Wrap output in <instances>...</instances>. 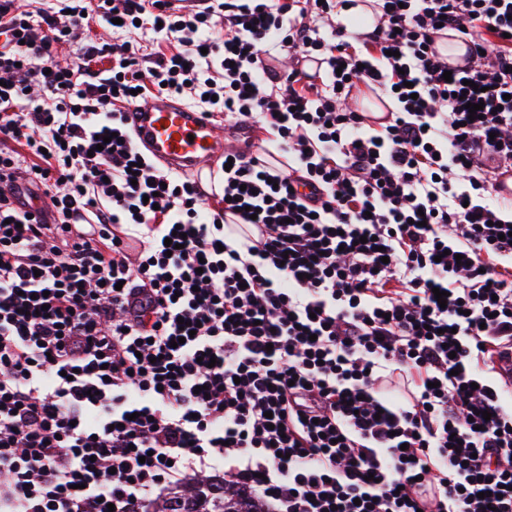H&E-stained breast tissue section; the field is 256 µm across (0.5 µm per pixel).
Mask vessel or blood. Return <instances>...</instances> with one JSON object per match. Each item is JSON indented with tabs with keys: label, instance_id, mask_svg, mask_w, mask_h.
Listing matches in <instances>:
<instances>
[{
	"label": "vessel or blood",
	"instance_id": "b4317fda",
	"mask_svg": "<svg viewBox=\"0 0 512 512\" xmlns=\"http://www.w3.org/2000/svg\"><path fill=\"white\" fill-rule=\"evenodd\" d=\"M131 124L138 145L177 174L203 181L206 169L224 156V143L242 141L247 129L236 125L217 129L204 113L157 95L132 107Z\"/></svg>",
	"mask_w": 512,
	"mask_h": 512
}]
</instances>
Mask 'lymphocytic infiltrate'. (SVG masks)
<instances>
[{
	"label": "lymphocytic infiltrate",
	"instance_id": "f902f5d3",
	"mask_svg": "<svg viewBox=\"0 0 512 512\" xmlns=\"http://www.w3.org/2000/svg\"><path fill=\"white\" fill-rule=\"evenodd\" d=\"M358 4L0 0V512H143L197 469L271 512H512V0H376L363 33ZM94 18L153 31L156 92L268 127L287 164L232 154L203 208L135 146L140 50ZM362 85L382 129L342 106Z\"/></svg>",
	"mask_w": 512,
	"mask_h": 512
}]
</instances>
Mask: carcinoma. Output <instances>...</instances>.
I'll list each match as a JSON object with an SVG mask.
<instances>
[{
  "mask_svg": "<svg viewBox=\"0 0 512 512\" xmlns=\"http://www.w3.org/2000/svg\"><path fill=\"white\" fill-rule=\"evenodd\" d=\"M154 512H265L245 491L224 483V476L195 478L172 488L154 505Z\"/></svg>",
  "mask_w": 512,
  "mask_h": 512,
  "instance_id": "obj_1",
  "label": "carcinoma"
}]
</instances>
